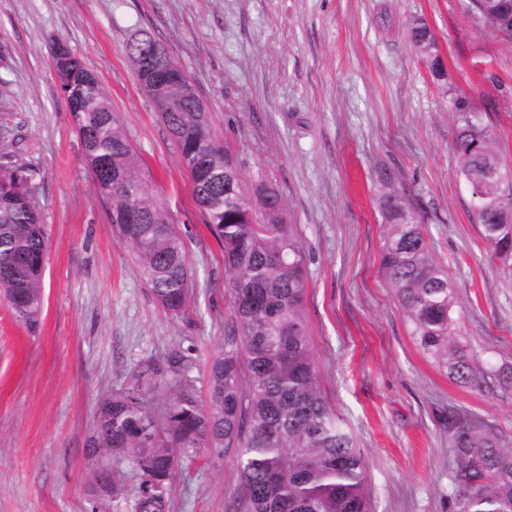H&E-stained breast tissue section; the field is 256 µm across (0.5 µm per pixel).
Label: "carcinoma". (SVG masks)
<instances>
[{
	"mask_svg": "<svg viewBox=\"0 0 512 512\" xmlns=\"http://www.w3.org/2000/svg\"><path fill=\"white\" fill-rule=\"evenodd\" d=\"M475 13L512 38V0H470ZM411 42L440 64L428 25L409 26ZM72 115L82 157L111 220L134 249L156 300L168 311L185 308L191 269L185 243L154 196L98 77L77 59L54 67ZM459 176L476 195V222L493 250L512 256V189L488 177L502 168L478 115L453 101ZM189 174L195 201L224 250L230 274L233 321L224 351L208 369L209 403L198 405L186 388L162 412L145 399L159 378L189 366L182 351L160 366L130 371L125 386L97 404L91 447L112 448L144 476L138 512H166L165 484L180 455L202 448L235 449L238 491L227 512H367L365 459L324 397L305 318L308 261L280 195L258 184L244 187L236 159L211 118L201 119L184 98L160 113ZM35 169L9 154L0 161V295L26 326L43 306L46 241L35 197ZM386 227L380 271L407 313L418 347L464 384L483 373L476 357L453 343L454 297L448 273L431 255L420 225L398 192L380 197ZM456 473L455 512H512V453L454 407L446 419Z\"/></svg>",
	"mask_w": 512,
	"mask_h": 512,
	"instance_id": "carcinoma-1",
	"label": "carcinoma"
}]
</instances>
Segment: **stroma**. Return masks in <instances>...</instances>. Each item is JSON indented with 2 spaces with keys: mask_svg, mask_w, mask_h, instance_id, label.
<instances>
[{
  "mask_svg": "<svg viewBox=\"0 0 512 512\" xmlns=\"http://www.w3.org/2000/svg\"><path fill=\"white\" fill-rule=\"evenodd\" d=\"M469 0H0V154L40 172L47 241L36 327L0 300V512H137L143 476L89 446L97 402L135 367L182 350L184 379L151 394L163 409L187 382L208 403L207 369L231 322L221 245L180 153L144 95L126 46L151 36L210 108L246 185L276 188L306 253L305 316L320 385L367 463L369 512H452L443 412L454 406L512 452V257L495 255L458 176L455 99L479 114L512 168V40ZM423 19L443 63L434 77L408 27ZM66 44L99 78L193 276L182 313L154 299L110 204L81 157L51 68ZM415 213L456 298L455 339L485 377L459 382L416 345L380 273L383 178ZM115 471L112 493L95 475ZM233 450L182 457L169 512H225Z\"/></svg>",
  "mask_w": 512,
  "mask_h": 512,
  "instance_id": "35a3bbf8",
  "label": "stroma"
}]
</instances>
